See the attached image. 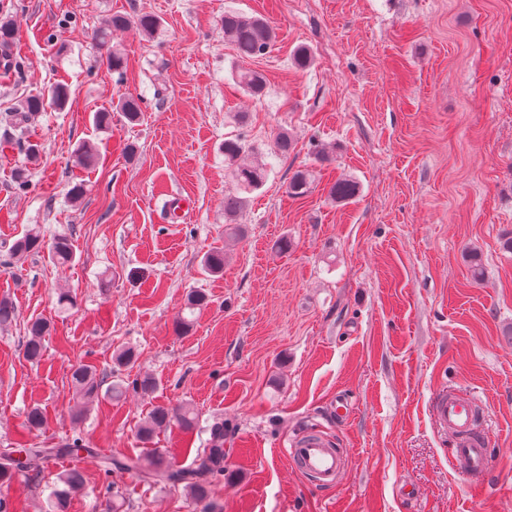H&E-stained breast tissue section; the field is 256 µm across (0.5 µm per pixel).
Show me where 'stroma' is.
I'll use <instances>...</instances> for the list:
<instances>
[{
  "instance_id": "obj_1",
  "label": "stroma",
  "mask_w": 512,
  "mask_h": 512,
  "mask_svg": "<svg viewBox=\"0 0 512 512\" xmlns=\"http://www.w3.org/2000/svg\"><path fill=\"white\" fill-rule=\"evenodd\" d=\"M18 25L11 45L22 76L0 74V137L27 95L70 88L64 110L29 127L40 147L0 152V448H52L80 435L94 456L58 455L37 478L14 472L0 499L46 512L59 473L83 486L67 512H200L179 488L105 473L99 459L139 455L151 405H187L193 433L171 427L154 448L190 466L224 424V474L210 488L216 512H512V0H0ZM265 18L272 50L243 64L224 38L225 11ZM157 16L153 36L113 33L126 58L108 71L94 38L104 19ZM312 61L298 67L293 53ZM260 72L263 96L236 81ZM139 98L145 120L95 112ZM294 143L272 153L278 129ZM241 135L269 164L267 182L229 235L224 196L234 188L222 144ZM100 158L79 165L78 145ZM136 147L134 159L122 153ZM324 157L315 155V148ZM28 171L17 190L14 173ZM311 175L296 198V171ZM357 181L346 202L329 198ZM85 193L76 202L75 184ZM39 226L71 238L60 269L47 253L17 258L15 239ZM290 247L278 248L281 239ZM223 248L224 271L203 273ZM481 278H474V270ZM77 305H57L60 290ZM202 291L186 333L187 297ZM47 319L39 362L23 356L26 325ZM133 348L130 377L158 382L153 397L127 391L79 408L71 371L86 364L111 385L113 358ZM479 396L494 455L473 490L456 474L450 439L434 420L439 389ZM352 406L345 418L336 402ZM40 405L45 426L25 428ZM316 433L348 455L338 484L312 487L286 450Z\"/></svg>"
}]
</instances>
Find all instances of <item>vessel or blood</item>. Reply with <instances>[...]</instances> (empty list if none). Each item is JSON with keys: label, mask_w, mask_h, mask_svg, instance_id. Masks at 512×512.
I'll list each match as a JSON object with an SVG mask.
<instances>
[{"label": "vessel or blood", "mask_w": 512, "mask_h": 512, "mask_svg": "<svg viewBox=\"0 0 512 512\" xmlns=\"http://www.w3.org/2000/svg\"><path fill=\"white\" fill-rule=\"evenodd\" d=\"M475 400L464 393L446 391L432 402V413L451 440V455L457 474L471 485H480L493 465L488 443L475 422ZM295 469L307 475L314 486L331 488L343 465V454L317 434L303 436L287 450Z\"/></svg>", "instance_id": "1"}]
</instances>
